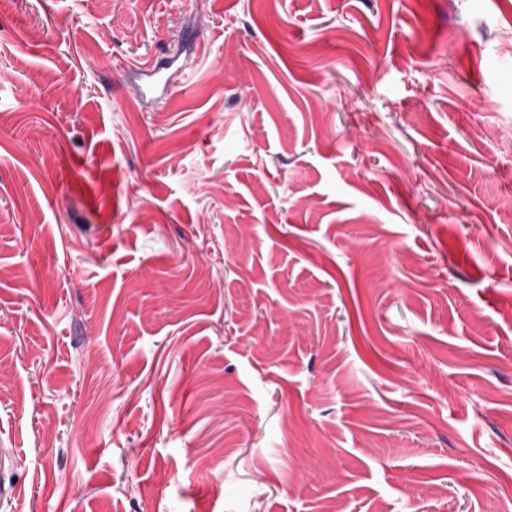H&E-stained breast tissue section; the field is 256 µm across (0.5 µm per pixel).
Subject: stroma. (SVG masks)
<instances>
[{
  "instance_id": "35a3bbf8",
  "label": "stroma",
  "mask_w": 512,
  "mask_h": 512,
  "mask_svg": "<svg viewBox=\"0 0 512 512\" xmlns=\"http://www.w3.org/2000/svg\"><path fill=\"white\" fill-rule=\"evenodd\" d=\"M0 23V512H499L512 0ZM186 66V63H182L178 66L173 73L168 76L160 75V71L154 66L144 64L138 67L141 76H144L150 81L145 84H140L137 87L138 93L142 100L150 103V108L156 110L160 105L167 99V96H163L171 86V77L174 73L182 70ZM160 93L159 96H154ZM12 448H1L0 451V502L9 503L15 494L12 474Z\"/></svg>"
}]
</instances>
